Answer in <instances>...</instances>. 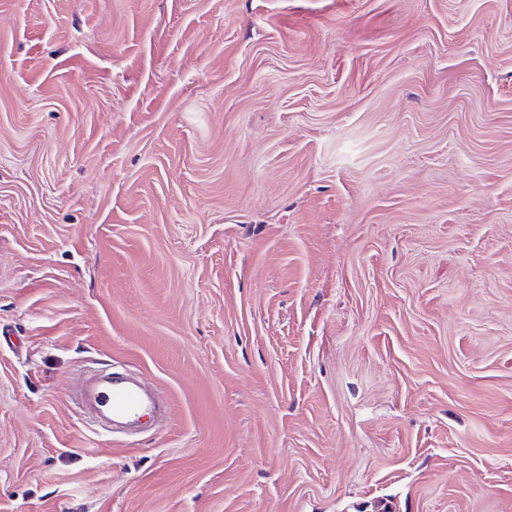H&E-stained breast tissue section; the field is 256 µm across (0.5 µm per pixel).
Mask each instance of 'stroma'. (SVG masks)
Masks as SVG:
<instances>
[{
    "mask_svg": "<svg viewBox=\"0 0 512 512\" xmlns=\"http://www.w3.org/2000/svg\"><path fill=\"white\" fill-rule=\"evenodd\" d=\"M0 512H512V0H0ZM97 387L92 392L98 407L97 417L91 423L105 430L102 420L115 423H134L158 413L160 403L142 387L132 383L118 372L101 374L95 378ZM101 419V420H100Z\"/></svg>",
    "mask_w": 512,
    "mask_h": 512,
    "instance_id": "35a3bbf8",
    "label": "stroma"
}]
</instances>
